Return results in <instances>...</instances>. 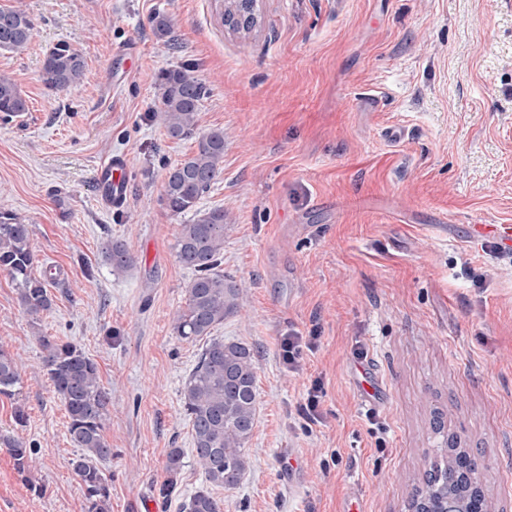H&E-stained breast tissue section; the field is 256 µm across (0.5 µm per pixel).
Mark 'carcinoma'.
<instances>
[{
	"mask_svg": "<svg viewBox=\"0 0 512 512\" xmlns=\"http://www.w3.org/2000/svg\"><path fill=\"white\" fill-rule=\"evenodd\" d=\"M156 37L171 33V19L156 13L151 19ZM33 18L22 8L0 10V50L19 52L27 47L34 31ZM83 56L67 43L50 48L44 57L41 79L51 90H68L83 79ZM160 105L157 112L168 137L195 139L190 155L166 167L160 203L173 215L195 213L181 225L175 244L178 262L195 272L185 306L173 318V331L182 340L203 339L205 347L182 388L183 403L195 447L196 465L206 481L231 489L248 468L245 447L252 436L257 412L256 357L249 346L213 335L224 319L242 308V288L218 269L224 253V209L200 212L197 205L224 171V131L196 133L197 116L206 88L189 68L175 66L160 72ZM28 111V102L13 79L0 74V113L6 117ZM106 258L118 271L133 263L125 243L111 241ZM34 254L30 225L8 210H0V271L14 282L22 309L38 315L52 308L47 281L32 275ZM43 358L55 392L69 417L71 443L80 452L70 459L73 472L84 488L89 512H111L108 480L100 461L112 454L102 435V421L109 404L97 364L77 345L41 338ZM20 381L17 360L0 347V396L13 398ZM8 451L18 474L34 467L32 449L21 442ZM184 467L178 448L167 455L164 479L158 491L164 497L179 492ZM467 481L461 470H447L445 460L431 463L426 474L427 493L439 496L457 490ZM182 512H221L206 489L185 499Z\"/></svg>",
	"mask_w": 512,
	"mask_h": 512,
	"instance_id": "cac0c4a2",
	"label": "carcinoma"
}]
</instances>
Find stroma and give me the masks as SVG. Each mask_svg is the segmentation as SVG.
<instances>
[{
    "label": "stroma",
    "instance_id": "35a3bbf8",
    "mask_svg": "<svg viewBox=\"0 0 512 512\" xmlns=\"http://www.w3.org/2000/svg\"><path fill=\"white\" fill-rule=\"evenodd\" d=\"M18 5L35 30L23 52L0 51V73L29 111L0 119V208L30 224L53 306L27 314L0 272V347L21 359L16 399L0 397V512H88L44 336L80 347L110 393L112 512H181L205 487L223 512H406L446 434L478 449L493 512H512V259L470 238L512 224V0H260L246 36L215 0H0ZM60 42L85 60L66 91L41 81ZM188 63L206 87L198 129L224 132V172L199 207L223 208L221 268L245 294L216 333L257 361L232 489L193 464L181 391L203 344L172 329L194 278L174 250L189 218L159 198L194 142L169 138L155 111L160 72ZM115 156L128 191L110 209L96 171ZM115 240L127 270L105 257ZM291 335L312 340L295 366ZM9 440L34 448L29 477ZM173 448L180 493L163 498ZM106 258L112 267L118 271L128 269L133 263V257L122 241H111L106 246Z\"/></svg>",
    "mask_w": 512,
    "mask_h": 512
}]
</instances>
